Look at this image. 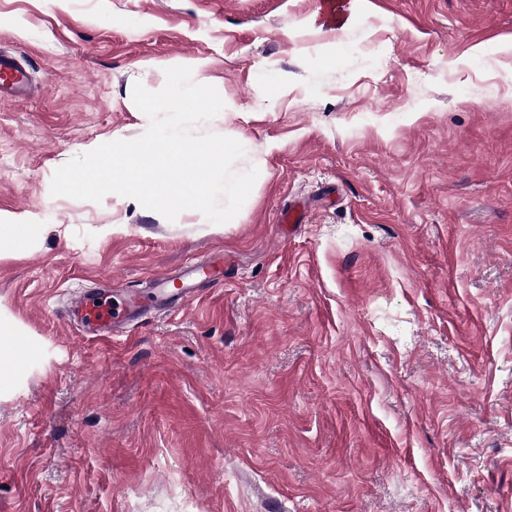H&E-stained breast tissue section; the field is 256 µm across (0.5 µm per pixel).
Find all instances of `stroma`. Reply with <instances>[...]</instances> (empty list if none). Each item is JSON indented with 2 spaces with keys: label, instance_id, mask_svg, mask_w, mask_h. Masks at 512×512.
<instances>
[{
  "label": "stroma",
  "instance_id": "1",
  "mask_svg": "<svg viewBox=\"0 0 512 512\" xmlns=\"http://www.w3.org/2000/svg\"><path fill=\"white\" fill-rule=\"evenodd\" d=\"M0 0V309L37 354L0 394V512H512V0ZM484 48L474 57L476 48ZM187 66L247 138L237 221L52 196ZM296 208L292 229L281 211ZM224 258L112 342L63 311ZM32 85L18 60L0 54V98L30 92ZM43 226L32 221L3 218L0 214V242L9 241L16 249L29 248L39 240Z\"/></svg>",
  "mask_w": 512,
  "mask_h": 512
}]
</instances>
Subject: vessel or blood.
<instances>
[{"label":"vessel or blood","instance_id":"vessel-or-blood-1","mask_svg":"<svg viewBox=\"0 0 512 512\" xmlns=\"http://www.w3.org/2000/svg\"><path fill=\"white\" fill-rule=\"evenodd\" d=\"M32 85L26 71L15 57L0 54V98L30 92ZM220 278L212 263L186 264L177 272L153 278L148 290L128 295L124 305H114L111 288L80 291L70 300L68 316L83 335L108 339L122 335L144 315L163 307L185 306L197 296L196 281L201 275Z\"/></svg>","mask_w":512,"mask_h":512}]
</instances>
